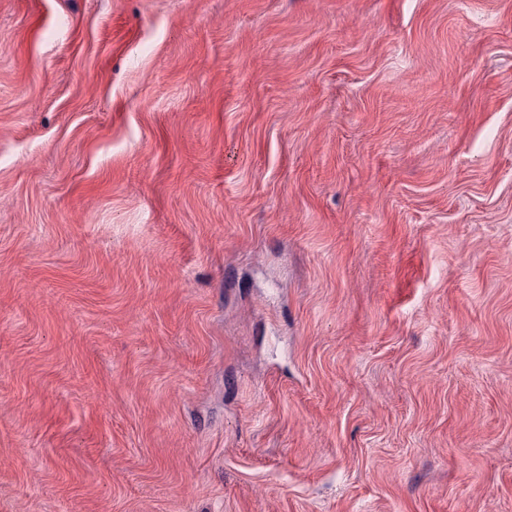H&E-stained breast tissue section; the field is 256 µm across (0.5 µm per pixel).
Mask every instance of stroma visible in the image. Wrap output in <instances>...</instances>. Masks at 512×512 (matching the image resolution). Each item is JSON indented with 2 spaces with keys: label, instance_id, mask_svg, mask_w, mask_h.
Segmentation results:
<instances>
[{
  "label": "stroma",
  "instance_id": "35a3bbf8",
  "mask_svg": "<svg viewBox=\"0 0 512 512\" xmlns=\"http://www.w3.org/2000/svg\"><path fill=\"white\" fill-rule=\"evenodd\" d=\"M0 512H512V0H0Z\"/></svg>",
  "mask_w": 512,
  "mask_h": 512
}]
</instances>
